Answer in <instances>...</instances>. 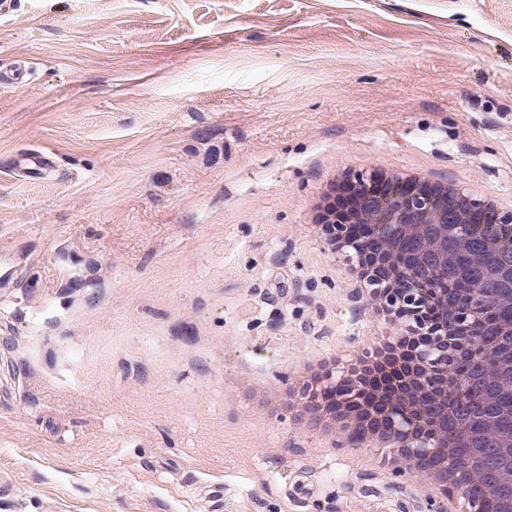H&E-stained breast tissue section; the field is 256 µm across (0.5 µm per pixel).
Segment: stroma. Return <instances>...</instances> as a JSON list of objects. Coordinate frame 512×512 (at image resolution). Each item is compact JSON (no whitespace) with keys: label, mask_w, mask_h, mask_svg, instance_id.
Here are the masks:
<instances>
[{"label":"stroma","mask_w":512,"mask_h":512,"mask_svg":"<svg viewBox=\"0 0 512 512\" xmlns=\"http://www.w3.org/2000/svg\"><path fill=\"white\" fill-rule=\"evenodd\" d=\"M0 72V512H427L231 383L368 345L326 178L512 203V0H14ZM55 167V161L51 154L33 151L20 155L15 162V171L22 175L43 174ZM22 262L14 256H0V290L2 295H6L11 288L15 287L17 268Z\"/></svg>","instance_id":"obj_1"}]
</instances>
